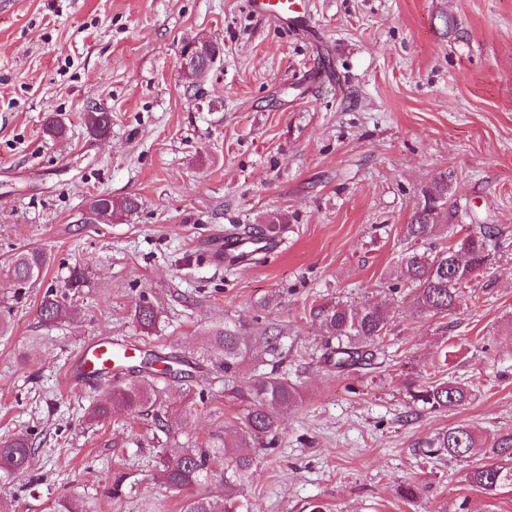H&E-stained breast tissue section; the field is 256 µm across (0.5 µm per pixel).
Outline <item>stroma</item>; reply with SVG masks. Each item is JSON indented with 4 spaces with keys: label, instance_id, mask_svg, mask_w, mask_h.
I'll list each match as a JSON object with an SVG mask.
<instances>
[{
    "label": "stroma",
    "instance_id": "1",
    "mask_svg": "<svg viewBox=\"0 0 512 512\" xmlns=\"http://www.w3.org/2000/svg\"><path fill=\"white\" fill-rule=\"evenodd\" d=\"M304 23L259 20L245 0H0V258L41 246L34 284L0 271V437L30 433L22 475L0 473V512H182L191 490L155 477L152 411L86 417L103 381L71 385V364L110 340L196 359L192 403L173 422L169 455L212 446L244 405L224 395L205 337L244 325L258 345L240 373L265 372L267 346L301 395L278 446L258 455L250 512H512V492L466 480L471 463L427 457L419 441L466 422L483 436L512 430V0H307ZM455 19L445 32L442 16ZM210 40L221 60L201 79L185 43ZM109 112L106 137L88 107ZM61 115L68 136L43 133ZM448 176L449 210L496 224L501 257L453 315L416 319L414 293L389 273L420 191ZM138 196L127 216L86 224L92 196ZM283 225L275 241L228 267L210 239ZM81 265L90 282L67 286ZM72 313L43 323L46 291ZM390 297L381 364L348 375L323 358L319 306ZM157 311L153 330L138 304ZM455 345L443 378L475 384L448 412L408 413L404 378L426 380ZM418 486L414 499L402 485Z\"/></svg>",
    "mask_w": 512,
    "mask_h": 512
}]
</instances>
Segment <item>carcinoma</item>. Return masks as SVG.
I'll list each match as a JSON object with an SVG mask.
<instances>
[{
    "mask_svg": "<svg viewBox=\"0 0 512 512\" xmlns=\"http://www.w3.org/2000/svg\"><path fill=\"white\" fill-rule=\"evenodd\" d=\"M182 54L191 59L207 58L215 64L221 59L220 47L210 43L186 45ZM88 125L97 136L109 132L110 122L102 112H89ZM44 131L52 138H63L68 129L56 115L44 123ZM448 198V174L443 173L421 191L410 222L403 228L409 240L401 263L396 267L397 278L411 284L415 290L412 316L426 319L446 316L455 312L466 295V289L477 275L487 268L500 251L502 230L495 224H480L478 230L466 231L457 245L434 246L441 235L439 215L445 210ZM93 210L105 208L111 213H131L139 208V200L129 197L119 204L112 198L97 195L90 198ZM51 261V254L42 247H29L4 259L7 275L17 286L23 287L39 280ZM68 287L79 293L88 287V271L74 266L70 270ZM70 308L56 293L48 291L38 306L40 319L51 324L65 316ZM135 317L145 330L155 327L157 313L149 303L136 307ZM320 329L325 338V361L338 373L372 364L378 344L383 341L391 322L387 304L375 303L362 308L336 303L320 308ZM209 347L224 357V380L230 382L227 391L231 397L246 403V412L235 424V434L220 440L212 448H185L173 457H161L157 477L168 488L181 490L205 483L212 475L224 477V497L206 494L191 497L183 512H244L238 491L249 479L258 451L276 443L284 413L294 408L300 393L277 368L259 375L241 386L235 383L240 368L248 362L254 351L253 338L242 325H217L208 331ZM156 362L164 363L163 372L177 379L187 370L189 361L180 357L160 356L155 353L142 359L138 374L121 383L105 386L104 399L96 403L91 417L105 419L115 407L137 414L150 405L156 408L157 429H169V412L164 410L159 375L152 369ZM409 397L410 411L417 409L449 411L463 406L475 397V387L442 378L418 384L404 382ZM489 444L491 461L473 466L466 475L467 482L489 494L512 488V432L496 435L486 442L470 425L456 423L426 439L423 447L428 454H446L456 460L470 457L474 448ZM35 448L28 434L13 433L0 438V472L12 474L30 467Z\"/></svg>",
    "mask_w": 512,
    "mask_h": 512,
    "instance_id": "carcinoma-1",
    "label": "carcinoma"
}]
</instances>
